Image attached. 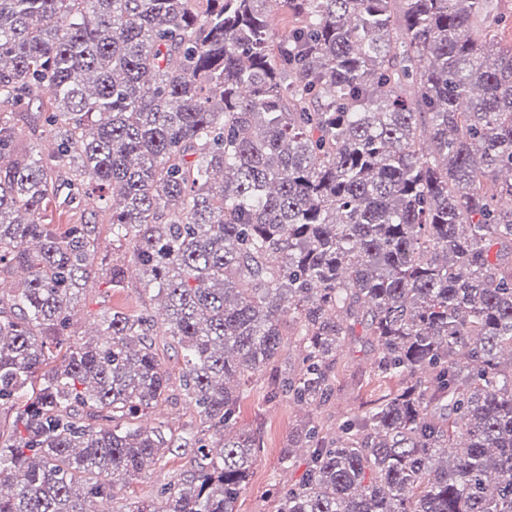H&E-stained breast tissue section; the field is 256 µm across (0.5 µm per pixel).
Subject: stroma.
<instances>
[{
	"instance_id": "1",
	"label": "stroma",
	"mask_w": 512,
	"mask_h": 512,
	"mask_svg": "<svg viewBox=\"0 0 512 512\" xmlns=\"http://www.w3.org/2000/svg\"><path fill=\"white\" fill-rule=\"evenodd\" d=\"M107 219V214L88 198L60 209L56 217L57 223L62 225L96 223L100 226V245L95 257L97 271L90 275L72 302L67 328V340L71 343L89 342L103 314L115 310L132 313L146 308L155 311L161 307L160 301L151 299L145 292L143 277L132 270L127 250L113 246ZM114 263L130 270L126 286L120 290L112 289L101 274L103 268ZM352 325L353 333L336 357L333 391L324 406L316 409L282 396L273 400L268 397L274 377L296 369L300 357L297 341H290L277 363L249 381L237 427L254 431L259 447L248 482L237 499L236 512H276L280 496L288 487L303 480L309 466L307 449H295L287 463L281 460V450L286 447L289 434L309 417L318 416L331 430H338L358 414L373 408L378 398L395 387V380L377 375L373 369L372 337L367 336L361 324ZM198 422L195 406L184 399L176 387L171 388L168 401L149 410L140 420L144 427L159 426L177 434L196 427ZM192 457V449H176L145 467L137 478L119 480L113 491V507L124 512L134 503L157 499L161 488L190 468Z\"/></svg>"
}]
</instances>
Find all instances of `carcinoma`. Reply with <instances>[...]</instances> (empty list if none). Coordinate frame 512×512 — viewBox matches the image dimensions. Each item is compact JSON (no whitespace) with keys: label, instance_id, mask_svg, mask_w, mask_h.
Segmentation results:
<instances>
[{"label":"carcinoma","instance_id":"cac0c4a2","mask_svg":"<svg viewBox=\"0 0 512 512\" xmlns=\"http://www.w3.org/2000/svg\"><path fill=\"white\" fill-rule=\"evenodd\" d=\"M0 0V512H94L164 448L201 462L131 512H235L259 448L230 433L286 346L272 396L323 405L350 328L401 382L336 434L310 418L305 478L276 512H512V42L493 0ZM296 23L272 40L271 5ZM483 33L474 27L486 18ZM50 93L42 155L25 138ZM415 101H410V98ZM97 195L112 243L166 303L65 345L98 228L53 205ZM182 355L199 424L137 421ZM39 385H34L38 372Z\"/></svg>","mask_w":512,"mask_h":512}]
</instances>
